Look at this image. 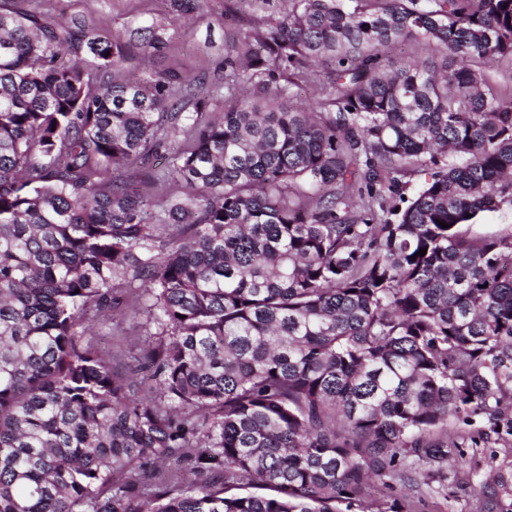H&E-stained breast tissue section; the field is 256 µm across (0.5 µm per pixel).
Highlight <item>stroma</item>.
Returning <instances> with one entry per match:
<instances>
[{"instance_id":"obj_1","label":"stroma","mask_w":512,"mask_h":512,"mask_svg":"<svg viewBox=\"0 0 512 512\" xmlns=\"http://www.w3.org/2000/svg\"><path fill=\"white\" fill-rule=\"evenodd\" d=\"M16 10L38 9L57 22L82 18L90 25L128 39L143 19L162 20L163 45L150 54L132 52L115 72L116 79L137 81L158 72L192 76L191 93L205 98L211 81L224 75V57L244 35L277 15L281 0H205L198 16L184 21L174 15L167 0H7ZM95 340L124 366H137L146 346L143 329L132 317L116 318L98 330ZM512 468V447H463L448 465H419L418 488L400 477L390 478L385 500H399L406 512H480L481 481Z\"/></svg>"}]
</instances>
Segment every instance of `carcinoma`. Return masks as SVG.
Here are the masks:
<instances>
[{"label":"carcinoma","mask_w":512,"mask_h":512,"mask_svg":"<svg viewBox=\"0 0 512 512\" xmlns=\"http://www.w3.org/2000/svg\"><path fill=\"white\" fill-rule=\"evenodd\" d=\"M286 3L206 123L187 79H113L131 45L0 9V512H396L375 482L408 460L512 447V232L464 229L512 208L483 69L512 0ZM311 78L322 110L288 106ZM169 133L153 181L192 193L157 201L123 172ZM122 303L140 377L86 330ZM481 490L496 512L512 472Z\"/></svg>","instance_id":"carcinoma-1"}]
</instances>
